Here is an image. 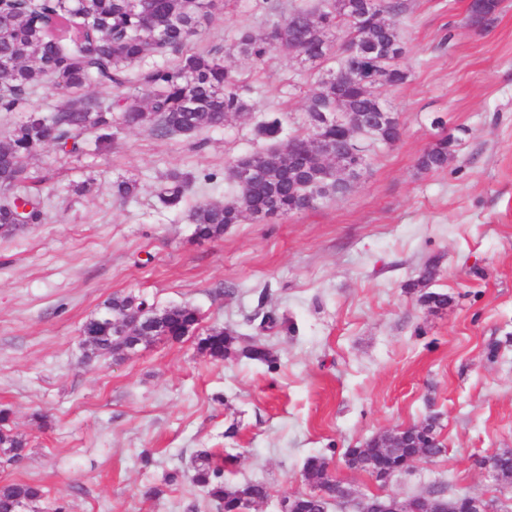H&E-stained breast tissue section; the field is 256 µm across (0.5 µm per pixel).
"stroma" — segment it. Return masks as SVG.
<instances>
[{"label": "stroma", "mask_w": 512, "mask_h": 512, "mask_svg": "<svg viewBox=\"0 0 512 512\" xmlns=\"http://www.w3.org/2000/svg\"><path fill=\"white\" fill-rule=\"evenodd\" d=\"M407 3L409 77L380 90L403 135L370 144L346 195L273 224L243 220L215 240L193 236L189 206L233 198L227 169L257 150L252 127L265 113H283L284 136L310 131L307 98L323 71L280 52L261 65L233 59L254 109L198 140L122 127L108 150L89 131L82 153L47 146L29 159L45 218L0 233V409L27 452L17 464L0 458V483L39 484L66 512H217L190 481L206 449L236 456L230 484L266 485L250 512H278L281 499L312 492L304 463L322 455L351 491L328 512L440 486L512 512V487L481 466L512 448V0L481 32L468 0ZM275 20L256 0H226L202 42L222 49ZM444 135L454 139L447 168L420 170ZM174 169L191 177L180 210L156 198ZM121 179L137 184L123 203L112 196ZM429 264L431 290L449 296L441 310L411 287ZM115 294L192 305L200 331L229 327L276 363L210 360L198 334L86 360L81 325ZM262 308L293 331L257 334ZM426 418L441 456L386 484L347 467V449Z\"/></svg>", "instance_id": "obj_1"}]
</instances>
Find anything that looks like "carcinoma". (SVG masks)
Instances as JSON below:
<instances>
[{
  "mask_svg": "<svg viewBox=\"0 0 512 512\" xmlns=\"http://www.w3.org/2000/svg\"><path fill=\"white\" fill-rule=\"evenodd\" d=\"M223 0H0V112H20L41 89L60 86L68 102L48 112L31 108L24 120L0 134V227L40 224L44 220L41 196L19 193L30 180L28 159L40 148L54 145L71 153L82 151L80 137L92 128L100 151L115 140L117 124L146 126L159 137L194 138L224 126L232 115L253 111L243 96L240 80L219 50L195 43ZM405 0H325L321 8L293 7L289 16L262 34L240 31L227 56L239 55L257 64L275 51L302 54L319 67L335 56L336 68L318 82L308 99L309 124H317L311 151L306 154H273L259 150L238 159L256 170L252 183H235L236 196L229 201L198 204L190 212L193 235L212 240L224 228L244 219L271 223L290 213L312 207L308 203L311 173L324 166V145L354 135L349 128L320 121L327 112H351L372 118L384 112L379 89L398 86L407 73L399 64L403 55L400 19ZM367 48L391 46L390 57L369 56L362 61L346 54L347 42ZM154 57L167 62L158 64ZM139 65L136 75L128 66ZM95 85L107 96L85 93ZM283 131L278 112L265 114L254 126L257 141H277ZM453 139L443 137L427 148L418 161L423 171H438L448 164ZM190 177L173 171L157 191L165 209L184 202ZM419 301L431 309L448 306V295L420 292ZM196 309L174 305L153 310L145 298L128 294L104 303L81 328L91 356L127 355L135 348L134 336L143 343L154 338L179 340L197 331ZM200 351L214 360L242 355L272 363L270 350L259 342L236 348L235 332L214 326L200 340ZM9 412L0 410V450L8 460L23 457L25 440L8 428ZM443 448L386 446L371 439L363 448L347 451L348 467L372 472L380 456L404 459L417 455L434 458ZM235 456L202 451L192 463L191 482L222 512H245L268 497L258 481L232 486L224 480ZM304 477L317 491L295 496L296 512H325V491L331 476L326 458L314 456L304 464ZM43 488L24 482L0 484V512H37Z\"/></svg>",
  "mask_w": 512,
  "mask_h": 512,
  "instance_id": "obj_1",
  "label": "carcinoma"
}]
</instances>
